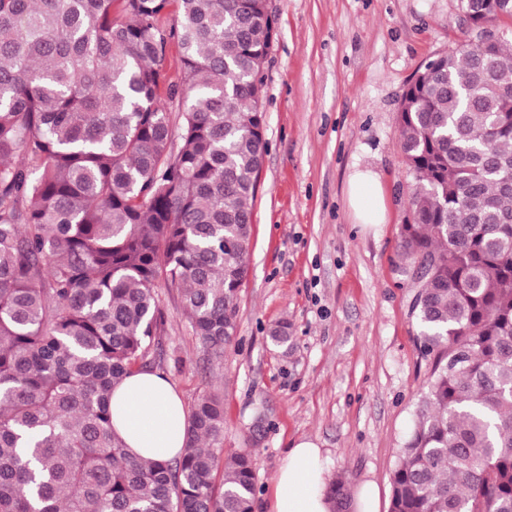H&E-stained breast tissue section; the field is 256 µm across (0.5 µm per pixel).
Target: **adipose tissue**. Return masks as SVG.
I'll return each mask as SVG.
<instances>
[{
    "mask_svg": "<svg viewBox=\"0 0 512 512\" xmlns=\"http://www.w3.org/2000/svg\"><path fill=\"white\" fill-rule=\"evenodd\" d=\"M349 205L358 223L386 220L385 198L372 169L350 179ZM188 413L168 379L155 372L126 377L112 392V427L136 458L168 461L186 446ZM322 450L311 441L288 451L269 493L270 512H329Z\"/></svg>",
    "mask_w": 512,
    "mask_h": 512,
    "instance_id": "1",
    "label": "adipose tissue"
}]
</instances>
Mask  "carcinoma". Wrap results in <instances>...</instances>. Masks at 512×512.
I'll list each match as a JSON object with an SVG mask.
<instances>
[{
  "label": "carcinoma",
  "mask_w": 512,
  "mask_h": 512,
  "mask_svg": "<svg viewBox=\"0 0 512 512\" xmlns=\"http://www.w3.org/2000/svg\"><path fill=\"white\" fill-rule=\"evenodd\" d=\"M170 2L0 0V512H254L256 458L224 454L220 394L194 399L168 462L112 428V389L166 331L159 288L212 354L235 335L267 153L268 0H178L168 28ZM460 8L512 21V0ZM399 125L400 256L428 264L433 368L390 512H512V36L428 61ZM268 340L288 352V322ZM325 497L351 507L342 480Z\"/></svg>",
  "instance_id": "carcinoma-1"
}]
</instances>
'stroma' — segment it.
I'll return each instance as SVG.
<instances>
[{"instance_id": "obj_1", "label": "stroma", "mask_w": 512, "mask_h": 512, "mask_svg": "<svg viewBox=\"0 0 512 512\" xmlns=\"http://www.w3.org/2000/svg\"><path fill=\"white\" fill-rule=\"evenodd\" d=\"M277 35L261 105L268 152L235 336L213 358L176 290L160 289L166 332L151 351L184 405L224 398V447H247L263 417L255 512L289 448L314 441L328 480L375 483L389 512L391 476L430 375L400 263L414 182L398 111L421 65L468 40L459 0H270ZM378 173L386 223H356L348 178ZM288 322L293 345L268 341Z\"/></svg>"}]
</instances>
